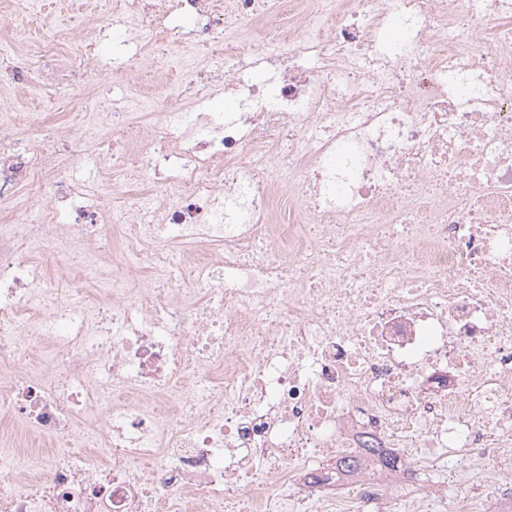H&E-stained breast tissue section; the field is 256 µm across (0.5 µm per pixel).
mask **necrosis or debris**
I'll return each mask as SVG.
<instances>
[{"label": "necrosis or debris", "mask_w": 512, "mask_h": 512, "mask_svg": "<svg viewBox=\"0 0 512 512\" xmlns=\"http://www.w3.org/2000/svg\"><path fill=\"white\" fill-rule=\"evenodd\" d=\"M182 4L240 109L138 92L111 210L64 175L98 73L58 127L0 79V198L41 192L0 213V421L51 448L0 460V512H512V0Z\"/></svg>", "instance_id": "1"}]
</instances>
